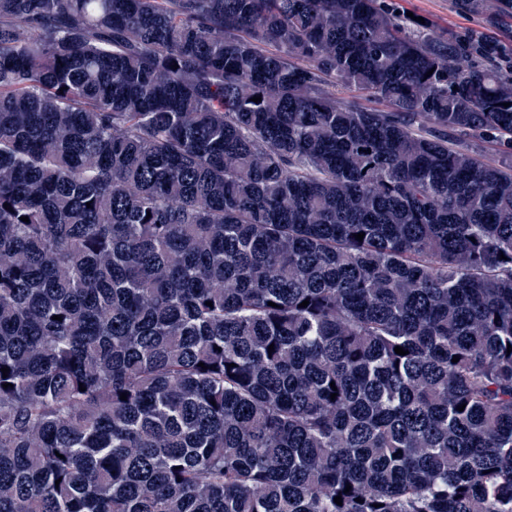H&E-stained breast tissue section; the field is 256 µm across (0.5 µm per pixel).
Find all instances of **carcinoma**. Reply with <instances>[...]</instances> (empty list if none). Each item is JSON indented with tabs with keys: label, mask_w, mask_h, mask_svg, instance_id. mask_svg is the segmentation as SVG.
<instances>
[{
	"label": "carcinoma",
	"mask_w": 512,
	"mask_h": 512,
	"mask_svg": "<svg viewBox=\"0 0 512 512\" xmlns=\"http://www.w3.org/2000/svg\"><path fill=\"white\" fill-rule=\"evenodd\" d=\"M490 7L0 0V512H512ZM396 3L406 12L429 18L441 30L472 27L496 32L493 27L495 15L490 11L478 15H464L455 10V1L452 0H398Z\"/></svg>",
	"instance_id": "obj_1"
}]
</instances>
